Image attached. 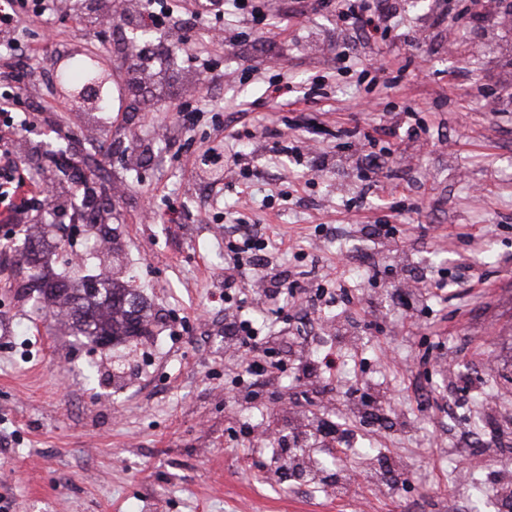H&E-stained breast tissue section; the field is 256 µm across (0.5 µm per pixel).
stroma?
<instances>
[{
  "instance_id": "obj_1",
  "label": "stroma",
  "mask_w": 512,
  "mask_h": 512,
  "mask_svg": "<svg viewBox=\"0 0 512 512\" xmlns=\"http://www.w3.org/2000/svg\"><path fill=\"white\" fill-rule=\"evenodd\" d=\"M257 4L263 20L230 7L196 31L213 80L172 31L170 62L135 97L117 39L22 17L35 78L64 53L111 65L112 115L46 95L16 128L17 167H0L1 183L70 159L51 172L61 219L37 197L25 223H0V512H470L477 485L500 512L512 490V22L496 21L512 0H455L442 19L438 0H388L382 37L346 29L344 0ZM261 59L264 77H248ZM268 129L298 152L272 156ZM237 131L240 167L213 178L198 156ZM72 231L94 247L77 272L59 248ZM249 236L326 291L316 311L284 297L283 368L251 402L225 394L237 369L214 300L227 244ZM39 266L53 281L134 275L152 335H74L33 288ZM425 276L440 295L402 303ZM346 291L374 302L375 325ZM326 352L345 381L388 389L383 423L317 380L302 398L300 359ZM323 419L347 452L322 481L274 475L271 452L250 447L255 426L290 436Z\"/></svg>"
}]
</instances>
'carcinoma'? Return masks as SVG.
Returning <instances> with one entry per match:
<instances>
[{"mask_svg": "<svg viewBox=\"0 0 512 512\" xmlns=\"http://www.w3.org/2000/svg\"><path fill=\"white\" fill-rule=\"evenodd\" d=\"M92 75L94 71L77 59L60 72L59 79L75 86ZM41 286L49 299L72 310L74 329L93 343L106 334L118 342L150 333L143 298L130 288L109 287L89 278L80 280L76 286L65 280L44 281Z\"/></svg>", "mask_w": 512, "mask_h": 512, "instance_id": "obj_1", "label": "carcinoma"}]
</instances>
